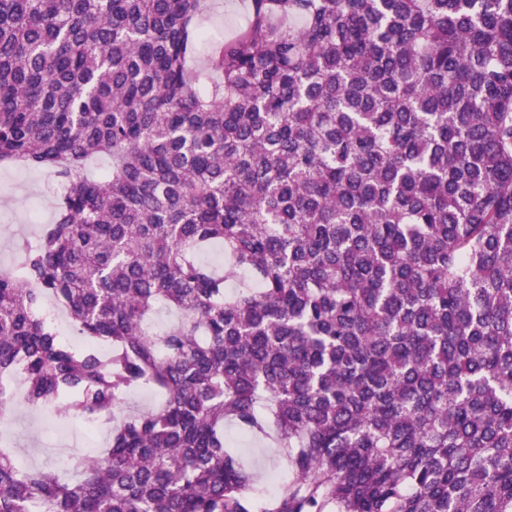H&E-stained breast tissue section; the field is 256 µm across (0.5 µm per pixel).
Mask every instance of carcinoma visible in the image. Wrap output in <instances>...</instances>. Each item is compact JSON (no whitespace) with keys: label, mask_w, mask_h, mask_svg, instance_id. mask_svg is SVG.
Segmentation results:
<instances>
[{"label":"carcinoma","mask_w":512,"mask_h":512,"mask_svg":"<svg viewBox=\"0 0 512 512\" xmlns=\"http://www.w3.org/2000/svg\"><path fill=\"white\" fill-rule=\"evenodd\" d=\"M211 2L0 0V164L67 182L0 387L112 424L75 478L0 442V512H255L227 422L269 512H512V0H246L196 64ZM224 438L245 467L254 474L250 493L264 502L279 499L288 487L292 475L279 454V448L261 440L242 435L231 424L224 425ZM284 481V482H283Z\"/></svg>","instance_id":"cac0c4a2"}]
</instances>
